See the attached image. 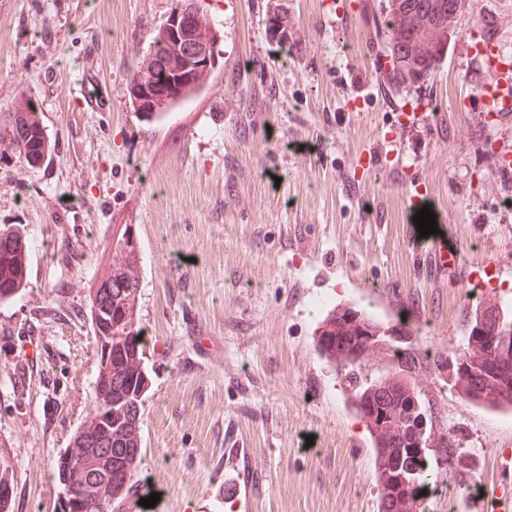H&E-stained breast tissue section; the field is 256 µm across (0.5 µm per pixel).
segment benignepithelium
Wrapping results in <instances>:
<instances>
[{"label": "benign epithelium", "mask_w": 512, "mask_h": 512, "mask_svg": "<svg viewBox=\"0 0 512 512\" xmlns=\"http://www.w3.org/2000/svg\"><path fill=\"white\" fill-rule=\"evenodd\" d=\"M169 23L181 28L182 38L175 43L156 45L149 70L135 82L132 92L138 99L150 97L158 89V79L166 75V67L178 62L186 67L209 68L214 63L212 48L199 34L196 0H180L169 16Z\"/></svg>", "instance_id": "obj_1"}]
</instances>
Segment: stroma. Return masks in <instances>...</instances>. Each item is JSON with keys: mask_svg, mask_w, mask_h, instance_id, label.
Segmentation results:
<instances>
[{"mask_svg": "<svg viewBox=\"0 0 512 512\" xmlns=\"http://www.w3.org/2000/svg\"><path fill=\"white\" fill-rule=\"evenodd\" d=\"M336 2L205 0L216 65L149 119L127 85L175 0H0V131L29 97L51 145L35 166L0 146V226L30 243L27 284L0 303L11 512H53L54 461L93 416L89 290L127 225L151 374L138 478L156 512H377L371 439L316 350L327 312L313 299L365 306L449 353L472 285L512 281V223L497 211L512 173L489 157L512 151V121L480 134L476 98L512 84V66L486 67L470 39L488 19L493 44H512V0L463 10L432 78L395 92L367 43L380 0ZM426 206L438 231L422 238ZM416 383L461 443L439 462L450 495L433 512L512 498L499 468L512 417ZM240 474L251 496L225 501L221 484Z\"/></svg>", "mask_w": 512, "mask_h": 512, "instance_id": "stroma-1", "label": "stroma"}]
</instances>
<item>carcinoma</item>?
I'll return each instance as SVG.
<instances>
[{"mask_svg":"<svg viewBox=\"0 0 512 512\" xmlns=\"http://www.w3.org/2000/svg\"><path fill=\"white\" fill-rule=\"evenodd\" d=\"M466 0H386L384 20L375 28L377 55L388 58L382 71L391 89L405 82L429 78L448 51V28L462 12ZM211 70L193 68L170 72V84L162 96L147 100L148 118L158 117L187 101L206 83ZM4 134L20 157L39 163L49 151L44 125L37 112L26 111V101L16 102L11 124ZM30 246L20 226L0 227V301L14 298L27 283ZM141 245L129 227L112 237V269L101 279L109 284L91 289L88 319L94 333L100 365L95 388V419L91 426L72 435L75 452L86 449L76 463L59 455L55 470L68 469L76 489L112 485V496L94 502L76 494L68 512H148L139 505L149 496L137 478L141 463V418L150 376L145 366V342L139 324L141 298L139 259ZM512 301L502 299L492 307L471 308L464 313L467 336L463 359L453 374L437 372L444 352L387 336L386 327L373 314L348 306L333 310L322 324L319 353L334 366L344 385L351 408L366 422L374 440L380 495L377 512H396L397 504L411 501V512H423L420 480L459 439L441 425L428 396L414 379L438 374L460 389L477 405L496 407L512 397V361L495 371H482L485 356L502 337L512 338ZM387 337L388 346H376L375 333ZM112 401V417L103 418L102 406ZM427 423L426 441L417 447L418 421ZM14 494V467L0 457V512H8Z\"/></svg>","mask_w":512,"mask_h":512,"instance_id":"cac0c4a2","label":"carcinoma"}]
</instances>
